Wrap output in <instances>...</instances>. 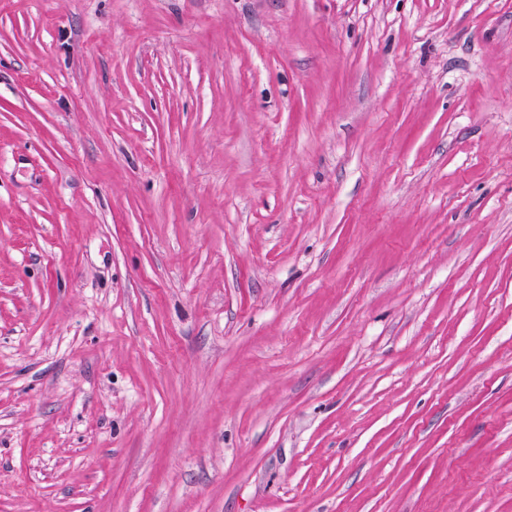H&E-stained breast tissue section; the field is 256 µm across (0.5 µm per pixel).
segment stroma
<instances>
[{"label":"stroma","instance_id":"stroma-1","mask_svg":"<svg viewBox=\"0 0 512 512\" xmlns=\"http://www.w3.org/2000/svg\"><path fill=\"white\" fill-rule=\"evenodd\" d=\"M0 512H512V0H0Z\"/></svg>","mask_w":512,"mask_h":512}]
</instances>
